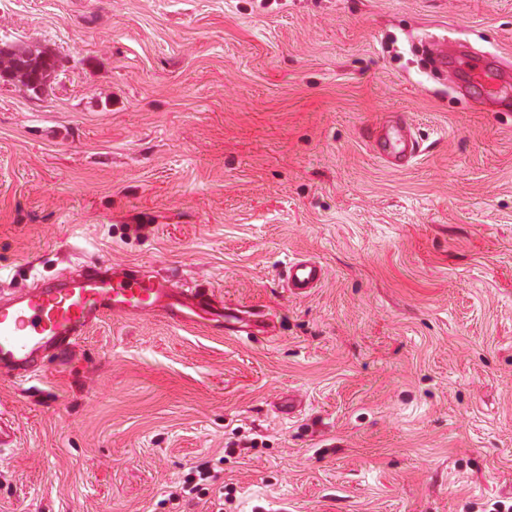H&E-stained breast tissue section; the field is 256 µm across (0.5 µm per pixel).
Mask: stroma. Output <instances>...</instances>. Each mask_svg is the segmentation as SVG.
<instances>
[{
    "mask_svg": "<svg viewBox=\"0 0 512 512\" xmlns=\"http://www.w3.org/2000/svg\"><path fill=\"white\" fill-rule=\"evenodd\" d=\"M444 37L512 62V0H0L56 62L0 80V293L108 261L267 325L108 315L0 376V512H512V109L432 71ZM375 153L396 167H401L419 152V143L404 118L391 120L377 127L371 135ZM282 271L286 288L292 295H308L318 288L323 278L322 265L309 257L288 260ZM196 473L198 477V482H196V475L189 474L182 484L176 487L175 491L170 492L168 495L169 500H179L180 498H185V501L194 500L193 494H196V498H199V495H205L206 488L202 487L201 482H207L210 479H213L215 476L211 475L210 468L208 463H201L196 467ZM187 498V500H186Z\"/></svg>",
    "mask_w": 512,
    "mask_h": 512,
    "instance_id": "35a3bbf8",
    "label": "stroma"
}]
</instances>
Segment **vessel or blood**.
Wrapping results in <instances>:
<instances>
[{
  "label": "vessel or blood",
  "instance_id": "vessel-or-blood-1",
  "mask_svg": "<svg viewBox=\"0 0 512 512\" xmlns=\"http://www.w3.org/2000/svg\"><path fill=\"white\" fill-rule=\"evenodd\" d=\"M436 55L444 67L465 73L474 85L490 75L502 78L511 72L502 58L473 52L463 43L440 42ZM371 146L397 167L409 164L419 152V143L403 118L377 127ZM282 274L290 294L306 295L320 286L323 267L302 256L288 260ZM203 311L228 321L238 318L236 311L216 305L207 289L183 288L142 268L86 265L0 299V374L15 379L36 374L45 358L68 355L88 328L111 314L158 313L181 323Z\"/></svg>",
  "mask_w": 512,
  "mask_h": 512
}]
</instances>
